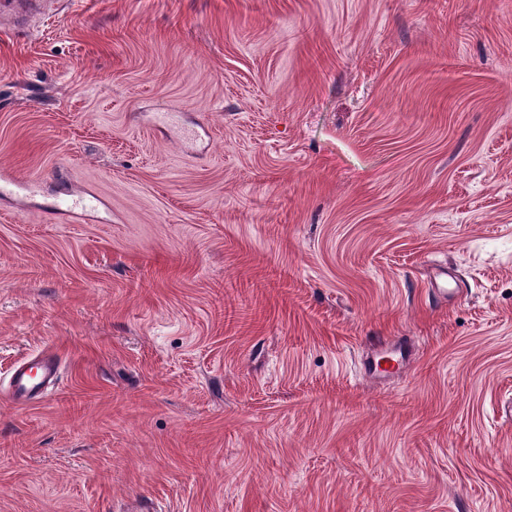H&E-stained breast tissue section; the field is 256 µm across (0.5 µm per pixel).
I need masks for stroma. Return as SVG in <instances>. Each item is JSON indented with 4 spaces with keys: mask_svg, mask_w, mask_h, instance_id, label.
<instances>
[{
    "mask_svg": "<svg viewBox=\"0 0 512 512\" xmlns=\"http://www.w3.org/2000/svg\"><path fill=\"white\" fill-rule=\"evenodd\" d=\"M60 3L0 30V512H512V0ZM379 344L388 346V349L382 353L367 355L361 361L360 370L371 378H381L382 373L387 371L383 363L390 364L395 361L397 365L403 364L410 353L404 336H386ZM59 374V366L50 357H35L19 363L11 373L13 396L18 400H29L53 386Z\"/></svg>",
    "mask_w": 512,
    "mask_h": 512,
    "instance_id": "stroma-1",
    "label": "stroma"
}]
</instances>
